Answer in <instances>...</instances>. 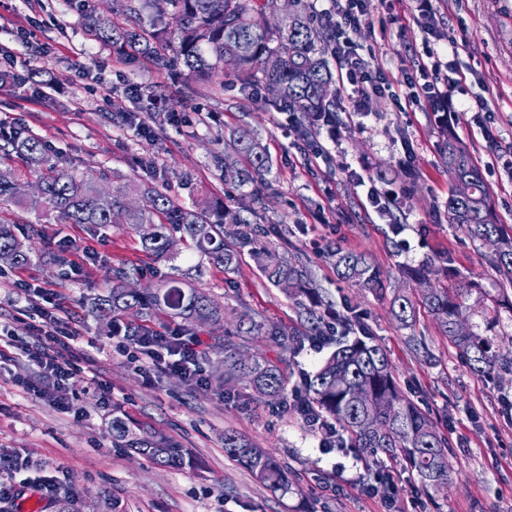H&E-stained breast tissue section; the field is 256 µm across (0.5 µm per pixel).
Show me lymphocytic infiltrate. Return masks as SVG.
I'll list each match as a JSON object with an SVG mask.
<instances>
[{
  "label": "lymphocytic infiltrate",
  "mask_w": 512,
  "mask_h": 512,
  "mask_svg": "<svg viewBox=\"0 0 512 512\" xmlns=\"http://www.w3.org/2000/svg\"><path fill=\"white\" fill-rule=\"evenodd\" d=\"M323 16L336 32V62L352 111L357 115L369 114L374 101L386 97L390 83L382 67L374 59L359 55L348 38L349 31L360 28L368 19L366 0H333ZM427 57V62L420 64L417 76L405 79L406 102L411 105L424 101L443 106V119H451L454 94L462 89L466 75L454 61L442 60L438 53L428 52ZM34 291L36 301L30 315L39 321V341L25 347L24 352L36 375L31 378L17 374L13 381L37 398L69 411L75 407L68 393V382L76 373L73 342L77 333L65 319L59 318L60 305L54 290L38 285ZM127 345L132 361L149 369L179 373L191 385L207 389L208 382L199 363L202 355L199 337L168 329L128 338ZM24 466L21 457L0 454V512H17V502L28 486L27 480L18 477Z\"/></svg>",
  "instance_id": "lymphocytic-infiltrate-1"
}]
</instances>
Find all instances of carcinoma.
<instances>
[{"label":"carcinoma","instance_id":"cac0c4a2","mask_svg":"<svg viewBox=\"0 0 512 512\" xmlns=\"http://www.w3.org/2000/svg\"><path fill=\"white\" fill-rule=\"evenodd\" d=\"M126 10L146 15L147 25L139 31L117 27L112 18L90 11L85 26L104 46L134 51L164 68L173 57L198 82H210L230 68L243 90L276 87L279 95L267 100L273 108L282 106L298 114V129L309 138L321 126H334L336 90L329 66L333 31L314 18L305 0H289L288 11L277 9V0H167L169 10H156L153 0H126ZM288 43L284 56L280 45ZM237 154L245 165L237 167L224 156L214 157V166L224 173V181L241 186L265 182L269 158L256 137L247 129L233 138ZM0 154L16 155L29 174L36 176L41 195L29 199L22 194L20 176L0 172V204L22 209L46 204V215L59 224H127L138 237L140 251L155 258H169L170 228L183 233L189 247L209 257L216 265L231 270L242 260L240 246L224 235V224H255L254 204L235 209L225 201L201 194L187 207L159 188L144 189V204L130 205L126 187L111 194V204L100 203L96 182L103 171L76 176L51 162L47 145L23 127L0 134ZM443 160L453 181L448 196L446 218L469 237L491 251L490 264L500 277L512 283V234L504 231L496 218L488 186L468 149L452 137L443 145ZM12 255V264L31 262L32 248L16 235L12 223L0 218V253ZM338 274L364 288L381 289L383 274L365 255L341 247L332 250ZM251 257L263 277L277 287H292L318 303L316 289L310 287L307 270L269 246L257 243ZM135 267H118L112 273V288L94 298L98 317H121L134 311H160L177 315L187 323L216 322L223 311L197 288H184L177 280L167 281L152 291L124 287ZM475 282L463 279L454 288H429L421 303L436 320L442 335L464 355L477 375L492 370L512 372V349L501 351L495 337L481 336L472 329L460 333L457 324L466 320L465 296ZM392 313L403 325L414 319V303L404 295L392 301ZM344 331L356 329L362 335L336 341V350L307 378L309 403L328 421H333L354 448L402 457L424 488L448 483L451 470L449 443L435 430L431 420L398 386L390 360L382 347L365 333L363 317L352 311L336 314ZM224 366L229 376L248 379L260 394L280 397L286 379L280 365L266 357H243L235 344L224 343ZM112 437L125 446L165 464L180 465L179 448L159 435L135 432L123 418L112 419ZM224 450L250 470L272 492L291 490L283 465L269 452L252 446L233 431L224 432Z\"/></svg>","mask_w":512,"mask_h":512}]
</instances>
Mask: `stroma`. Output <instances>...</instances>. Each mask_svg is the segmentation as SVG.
I'll use <instances>...</instances> for the list:
<instances>
[{
  "label": "stroma",
  "mask_w": 512,
  "mask_h": 512,
  "mask_svg": "<svg viewBox=\"0 0 512 512\" xmlns=\"http://www.w3.org/2000/svg\"><path fill=\"white\" fill-rule=\"evenodd\" d=\"M87 6L121 27L138 24L118 0H0V73L43 69L55 82L41 96L30 83L1 86L0 122L25 125L45 141L53 162L69 171H106L100 191L126 182L152 185L185 203L200 192L223 196L224 178L212 159L227 151L233 131L251 130L270 162L260 224L268 243L306 266L325 303L340 310L352 305L364 314L367 332L386 350L401 389L447 438L453 471L447 484L423 489L401 458L321 447V433L286 402H268L242 381L224 383V338L239 323L265 325L266 334L247 337L244 352L279 360L287 391L301 396L305 378L336 343L328 341L317 352L302 334L299 343L274 344L269 330L302 333L306 313L298 297L264 279L250 245L242 246L239 267L227 272L181 242L174 258H146L124 224L98 229L42 223L39 237L31 238V264L18 271L0 262L6 279L19 273L57 293L80 331L74 346L88 357L69 382L81 414L59 411L14 385L10 372L27 369L20 348L35 342L23 315L32 297L21 288L0 290V325L15 340L0 353V454L27 460L21 478L58 476L59 494L70 498L74 512H386L380 497L363 491L383 470L399 487L401 512H512V373L474 374L420 306L424 287L452 285L442 272L451 266L479 286L465 301L474 331L496 336L503 346L512 340V309L493 306L501 293L512 295V285H503L485 247L448 223L451 183L440 155L448 134L469 149L500 223L512 231V179L492 164L512 150V0L432 2L441 36L436 48L465 72L463 102L482 97L486 111L470 107L445 127L428 107L402 112L385 100L359 122L340 90L341 125L311 142L297 134L292 113L267 110L265 91L245 93L220 76L208 96L192 97V84L178 69H159L103 47L85 28ZM416 6V0H369V24L350 34L359 53L375 57L400 95L404 77L414 73L424 53L426 35L413 21ZM20 26L30 38L17 34ZM132 83L162 92L176 118L151 123L146 132L113 123L114 113L141 109L126 91ZM372 183L403 190L391 217L369 206ZM396 224L402 233L393 232ZM60 234L97 254L85 278L64 279L62 266L52 261L53 240ZM335 246L365 254L383 272V289L340 279L327 256ZM427 261L434 267L427 286L400 277V269ZM125 264L139 269L129 287L155 289L168 278H182L223 306L220 322L195 328L206 343L201 363L210 390L172 372L144 375L113 343L111 327L93 313L91 302L109 287L110 270ZM397 294L418 305L410 326L392 314ZM94 377L111 387V405L98 403ZM118 414L184 448L186 463L166 465L117 442L112 418ZM229 429L290 471L288 494L271 492L225 454Z\"/></svg>",
  "instance_id": "1"
}]
</instances>
